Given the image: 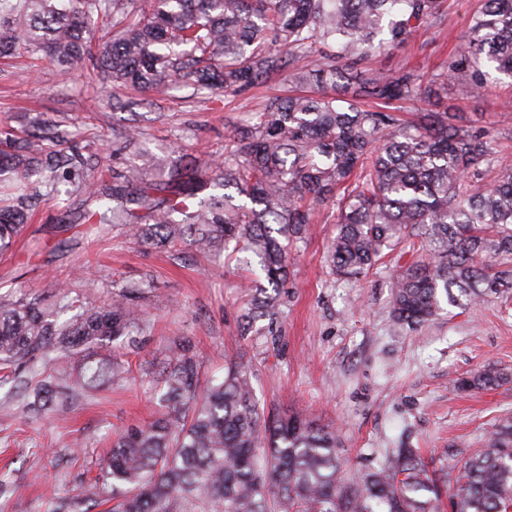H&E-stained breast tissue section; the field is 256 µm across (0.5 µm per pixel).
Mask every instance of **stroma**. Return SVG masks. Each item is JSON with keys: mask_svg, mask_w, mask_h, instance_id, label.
Wrapping results in <instances>:
<instances>
[{"mask_svg": "<svg viewBox=\"0 0 512 512\" xmlns=\"http://www.w3.org/2000/svg\"><path fill=\"white\" fill-rule=\"evenodd\" d=\"M441 29L422 30L399 48L370 57L366 69L411 67L421 80L440 73L461 49L460 36L481 0H448ZM283 76L237 97L196 93L177 83L166 93L125 88L123 109L105 98L93 69L63 73L46 63L0 59V128L24 136L43 123L60 125L84 156L99 160L104 178L132 164L119 134L134 126L150 153L187 163L200 153H224L225 138L246 124L270 95L287 94ZM428 109L450 110L482 130L512 161V80H468L436 86ZM34 217L16 243L0 253V300L38 302L68 320L135 287L139 333L81 352L65 363L79 377L111 360L123 377L76 390L57 412L25 409L27 389L53 358L34 370L0 368V512H64L93 481L120 431L151 422L163 369L189 347L201 383L224 377L231 361L248 362L265 411L303 412L340 435V456L356 468L375 466L381 448H418L436 470H448L483 447L492 425L512 416V380L489 390L455 386L488 367L512 376V296L466 309L447 307L420 326L394 330L389 299L396 270L419 259L400 245L378 269L357 281L336 278L326 263L336 233L335 211L317 210L310 232L292 253L276 318L244 322L266 287L236 258L175 251L132 240L125 227L84 224L96 203L77 187L58 200L32 199Z\"/></svg>", "mask_w": 512, "mask_h": 512, "instance_id": "obj_1", "label": "stroma"}]
</instances>
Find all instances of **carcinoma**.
Wrapping results in <instances>:
<instances>
[{
    "mask_svg": "<svg viewBox=\"0 0 512 512\" xmlns=\"http://www.w3.org/2000/svg\"><path fill=\"white\" fill-rule=\"evenodd\" d=\"M446 12V0H0V56L82 70L96 40L111 90L159 92L181 80L241 95L283 73L314 89L265 99L218 162L169 166L142 151V163L110 187L81 174L103 201L82 222L120 224L142 243L249 252L276 287L288 248L304 241L313 212L330 206L337 228L327 260L343 280L366 276L403 242L422 250L394 278L390 316L400 328L429 321L444 302L475 306L512 293V164L449 112L403 120L400 103L426 93L411 71H360L368 54L439 27ZM461 40L438 80L512 79V0H484ZM85 166L74 149L47 154L39 138L0 152V174L17 192ZM230 188L249 204L233 205ZM28 219L0 204V251ZM139 324L125 296L67 327L30 302L0 301V363L90 349ZM122 374L117 363H99L78 383ZM506 382L488 368L459 387ZM70 385L62 368L38 381L28 405L39 411ZM198 387L184 348L164 370L157 417L116 435L81 502H98L110 485L108 512H442V486L417 449L387 448L377 466L349 472L336 430L301 412L265 415L248 364L229 363L202 395ZM447 482L456 486L450 512H512V417Z\"/></svg>",
    "mask_w": 512,
    "mask_h": 512,
    "instance_id": "1",
    "label": "carcinoma"
}]
</instances>
